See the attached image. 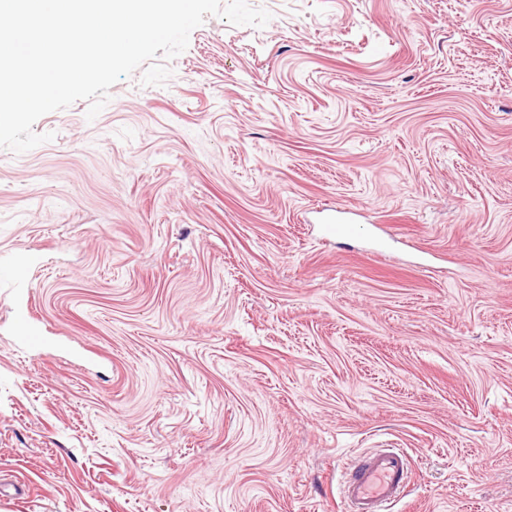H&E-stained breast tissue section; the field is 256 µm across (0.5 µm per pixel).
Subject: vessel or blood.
Returning <instances> with one entry per match:
<instances>
[{
    "label": "vessel or blood",
    "instance_id": "vessel-or-blood-1",
    "mask_svg": "<svg viewBox=\"0 0 512 512\" xmlns=\"http://www.w3.org/2000/svg\"><path fill=\"white\" fill-rule=\"evenodd\" d=\"M322 234L329 239H341L353 234L349 221L338 214L322 220ZM29 308L14 311V326L24 343L32 348L42 347L43 336L30 325ZM408 486V464L398 448H378L365 453L349 473L343 487L344 512H383L386 505L396 502Z\"/></svg>",
    "mask_w": 512,
    "mask_h": 512
}]
</instances>
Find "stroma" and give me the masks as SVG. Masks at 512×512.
<instances>
[{
    "mask_svg": "<svg viewBox=\"0 0 512 512\" xmlns=\"http://www.w3.org/2000/svg\"><path fill=\"white\" fill-rule=\"evenodd\" d=\"M249 3L0 149V512H512V0ZM319 224H323L321 228L322 234L329 239H341L349 237L353 234L354 229L349 221L339 215H329L324 217ZM31 312L28 307H17L14 310V326L16 333L24 343L32 348H39L45 344L44 336L35 333L30 325ZM406 455L399 448H378L354 465L343 487L345 512H382L396 502L408 486Z\"/></svg>",
    "mask_w": 512,
    "mask_h": 512,
    "instance_id": "35a3bbf8",
    "label": "stroma"
}]
</instances>
